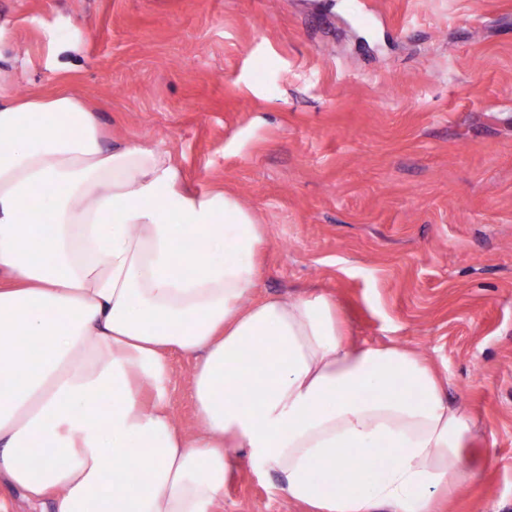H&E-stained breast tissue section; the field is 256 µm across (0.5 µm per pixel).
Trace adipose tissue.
Instances as JSON below:
<instances>
[{
  "label": "adipose tissue",
  "instance_id": "adipose-tissue-1",
  "mask_svg": "<svg viewBox=\"0 0 512 512\" xmlns=\"http://www.w3.org/2000/svg\"><path fill=\"white\" fill-rule=\"evenodd\" d=\"M265 242L166 153L106 146L67 84L0 78V478L53 512H212L245 458L308 512H437L493 430L416 351L349 341L330 295L250 301ZM193 365V359L179 353L170 355L172 408L178 424L186 431H193L195 428L194 409L190 397Z\"/></svg>",
  "mask_w": 512,
  "mask_h": 512
}]
</instances>
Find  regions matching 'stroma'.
<instances>
[{
	"label": "stroma",
	"instance_id": "stroma-1",
	"mask_svg": "<svg viewBox=\"0 0 512 512\" xmlns=\"http://www.w3.org/2000/svg\"><path fill=\"white\" fill-rule=\"evenodd\" d=\"M0 74L60 77L267 230L254 298L322 290L495 433L442 512H512V0H0ZM193 359L170 356L194 430ZM213 512H304L241 461Z\"/></svg>",
	"mask_w": 512,
	"mask_h": 512
}]
</instances>
